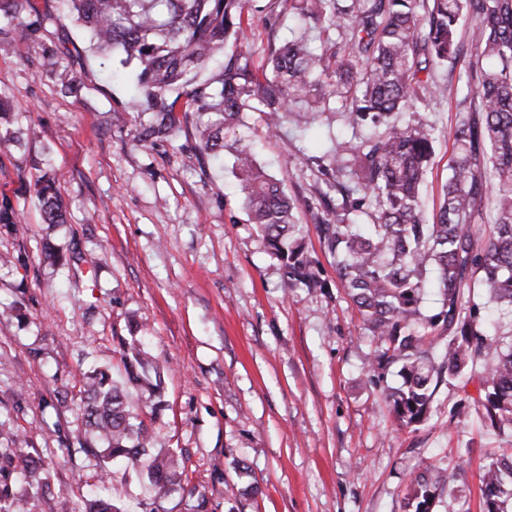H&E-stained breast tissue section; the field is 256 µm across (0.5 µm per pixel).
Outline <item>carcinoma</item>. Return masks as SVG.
I'll use <instances>...</instances> for the list:
<instances>
[{"instance_id": "carcinoma-1", "label": "carcinoma", "mask_w": 512, "mask_h": 512, "mask_svg": "<svg viewBox=\"0 0 512 512\" xmlns=\"http://www.w3.org/2000/svg\"><path fill=\"white\" fill-rule=\"evenodd\" d=\"M65 2L98 52L120 49L123 66L136 64L131 109L150 113L136 129L143 144L172 137L195 113L200 149L217 157L226 148L224 132L252 104L267 114L270 129L279 113L293 108L308 126L336 96L349 126L382 128L356 144L340 142L326 156L325 171L353 167L356 180L346 194L330 185L340 202L326 194L309 208L314 229L336 258L340 286L375 342L372 367L398 366L400 385L389 389L388 398L400 424L412 426L427 417L434 383L479 362L485 426L499 436L512 433V341L500 346L485 306L465 297L480 286L500 315L512 316V0H286L293 16L318 30L322 51L295 37L271 50L270 76L263 80L242 50L251 27L249 0ZM467 20L476 53L462 70L478 79V107L456 124L451 177L428 223L421 187L434 155V128L421 119L397 125L390 118L408 103L459 94L460 85L437 84L432 76L450 61L461 62L458 29ZM338 29L339 41L332 37ZM221 53L220 72L197 81L198 71ZM234 152L245 208L288 280L322 287L305 253L309 226L298 222L294 200L280 180L257 166L251 144L240 143ZM56 180L50 168L34 180L43 222L50 225L66 220ZM487 203L493 223H475ZM357 212L372 223H356ZM432 273L442 306L430 315L421 302ZM125 357L130 381L146 390L149 407L158 411L160 367L142 356L135 338ZM84 385L89 436L81 445L100 449L109 477L116 467L146 472L155 487L148 512H158L181 485V459L170 451L149 453V427L106 370L85 373ZM12 464L0 455V512H11ZM507 478L512 480V448H501L482 473L485 512H512V492L503 489ZM447 479L445 468L412 478L410 512H429Z\"/></svg>"}]
</instances>
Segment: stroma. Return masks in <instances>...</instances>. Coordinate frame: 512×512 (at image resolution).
I'll return each instance as SVG.
<instances>
[{"mask_svg": "<svg viewBox=\"0 0 512 512\" xmlns=\"http://www.w3.org/2000/svg\"><path fill=\"white\" fill-rule=\"evenodd\" d=\"M245 46L253 69L270 46L294 35L285 0H252ZM57 52L53 74L43 70ZM120 52L104 59L67 17L63 0H26L13 32L0 37V101L24 147L0 156V202L23 223L0 228V419L11 430L8 480L21 512H83L107 484L122 512H145L147 481L106 476L84 434L82 379L90 366L127 379L131 326L164 377L165 408L144 410L154 448L181 455L185 477L160 512H407L411 478L434 467L449 479L431 512H484L482 468L500 441L486 430L478 378L438 385L429 418L399 425L385 396L394 372L371 379L375 344L341 288L317 232L307 237L323 289L286 288L280 260L250 224L232 155H200L195 121L170 140L141 145L137 116L113 127L132 97ZM475 94L428 98L401 117L430 122L438 139L422 188L438 208L450 176L453 130ZM265 170L285 183L308 223L307 204L325 190L320 157L338 142L372 136L341 111L303 127L281 113L267 133L263 113L242 114ZM48 156L68 205L47 227L30 183V162ZM80 242L94 270L73 273L43 257L44 243ZM40 461L37 478L23 459Z\"/></svg>", "mask_w": 512, "mask_h": 512, "instance_id": "35a3bbf8", "label": "stroma"}]
</instances>
